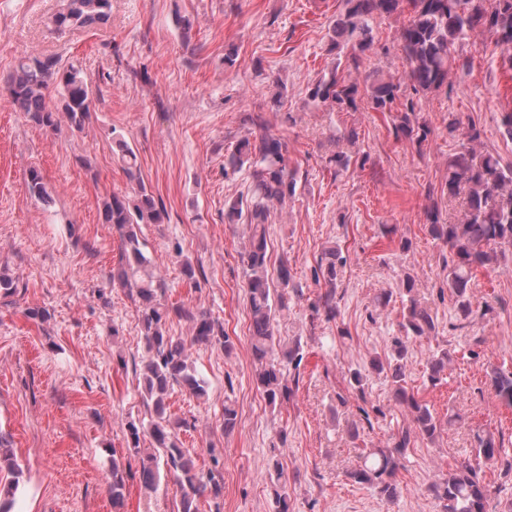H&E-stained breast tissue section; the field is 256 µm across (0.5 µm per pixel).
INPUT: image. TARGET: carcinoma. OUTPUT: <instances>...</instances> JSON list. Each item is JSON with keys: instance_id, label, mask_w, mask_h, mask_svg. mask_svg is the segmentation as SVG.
Instances as JSON below:
<instances>
[{"instance_id": "cac0c4a2", "label": "carcinoma", "mask_w": 512, "mask_h": 512, "mask_svg": "<svg viewBox=\"0 0 512 512\" xmlns=\"http://www.w3.org/2000/svg\"><path fill=\"white\" fill-rule=\"evenodd\" d=\"M342 2L344 10L332 27L331 46L340 54L349 50L348 66L355 69L373 45L370 20L376 15L389 17L408 10L410 19L397 32L396 41L409 64L406 78L416 95L452 88L457 71L471 68L470 61L453 55L454 44L485 32L494 36L512 69V0ZM111 17L112 0H63L61 8L49 18V25L58 31L82 30L104 26ZM6 84L12 104L30 123L44 130L57 131L65 124L81 132L95 108L92 84L81 65L64 62L54 55L32 52L20 58ZM401 87L398 78L377 77L363 89L351 72L340 74L334 69L312 84L308 97L340 112L358 109L364 98L377 112L390 111L398 104L401 110L393 127L395 137L409 140L421 150L428 142L430 129L415 112L414 100H400ZM448 136L455 141V148L448 155L444 190L450 199L463 197V209L456 222L450 224L438 223L437 215L429 213V232L448 247V291L458 319L465 321L474 313L473 271L500 263L506 267L512 261V163L480 149V130L473 123L463 124L453 112L448 113ZM115 145L124 170L134 175L138 167L136 153L122 139L116 140ZM288 152V140L262 133L254 139L240 140L232 157L233 165L248 166L254 186L246 209L234 206L229 217H239L245 211L252 226L251 236L240 254L247 276L250 351L256 365V386L274 409L288 402L292 395L287 367L297 369L303 360L299 342L275 353L276 313L288 309V289L294 287L288 262L280 263L279 288L271 287L268 274L267 224L274 205L292 197L296 188L294 172L288 167ZM27 187L36 199L47 201L51 197L48 184L36 169L29 171ZM99 211L102 223L112 225L120 238L112 285L127 289L129 297L138 304L144 340L138 385L150 420L126 423L127 454L138 459L139 478L145 489L156 490L161 473L165 472L178 487L176 512H199L198 500L202 496L215 500L223 497L224 462L212 448L209 466L198 468L196 458L181 446L178 438V431L187 423L168 414L167 399L177 388L198 400L207 396L206 382L189 362L188 346L218 345L228 354L234 343L224 326L207 312L166 301L164 281L151 267L139 236L140 225L164 223L166 209L156 203L143 182H138V190L132 196L113 193L104 198ZM346 263L347 258L334 247L321 255L315 281H324L326 288L311 304L315 314L322 313L328 319L336 317L338 281ZM416 288L417 279L406 276L400 294L404 335L394 340L387 359L375 357L370 361L373 371L390 372L392 400L407 412L409 422L391 435V445L371 450L361 464L347 472L352 482L374 485L389 500L396 495L400 458L412 439L432 441L441 429L433 410L407 388L409 346L435 330L431 310L417 298ZM175 318L189 322L190 339L168 334L167 326ZM448 361L446 349L433 356L427 375L431 385L443 380ZM491 381L496 396L512 405V369L495 370ZM145 434L153 440L150 448L141 447V436ZM474 451L477 465L462 464L432 484L431 492L442 503L443 512H497V489L480 476V466L504 464L512 469V454L492 435L477 436ZM129 475L127 467L112 458L113 512H122L125 506Z\"/></svg>"}]
</instances>
